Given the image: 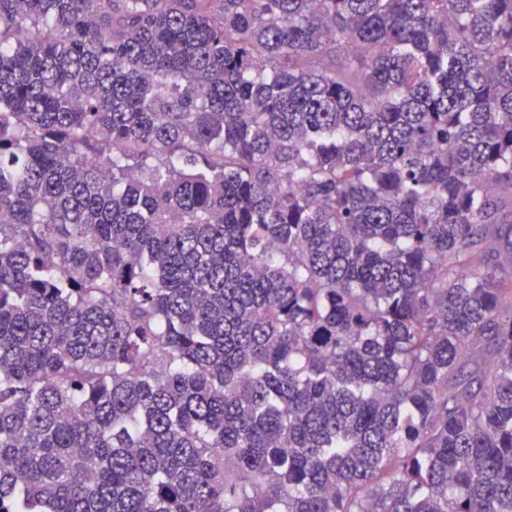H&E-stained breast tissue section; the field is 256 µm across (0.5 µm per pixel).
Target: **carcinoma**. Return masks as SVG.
I'll use <instances>...</instances> for the list:
<instances>
[{
  "label": "carcinoma",
  "mask_w": 512,
  "mask_h": 512,
  "mask_svg": "<svg viewBox=\"0 0 512 512\" xmlns=\"http://www.w3.org/2000/svg\"><path fill=\"white\" fill-rule=\"evenodd\" d=\"M0 512H512V0H0Z\"/></svg>",
  "instance_id": "1"
}]
</instances>
